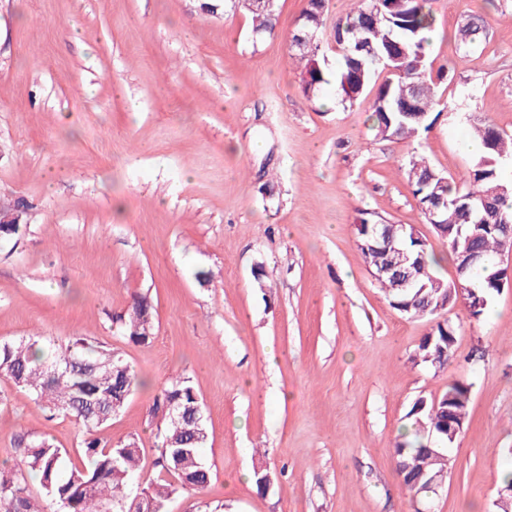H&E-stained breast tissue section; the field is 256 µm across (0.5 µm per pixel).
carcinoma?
Segmentation results:
<instances>
[{
    "label": "carcinoma",
    "instance_id": "obj_1",
    "mask_svg": "<svg viewBox=\"0 0 512 512\" xmlns=\"http://www.w3.org/2000/svg\"><path fill=\"white\" fill-rule=\"evenodd\" d=\"M252 21V36L260 40L275 30L276 13L241 6ZM435 28L430 0H354L343 18L329 22L328 0H307L289 36V49L300 70L303 95L314 100L332 86L344 106H354L368 86L375 88L368 120L383 139L416 138L429 131L435 114L436 81L428 66L430 40L425 33ZM488 37V24L480 16L460 24L455 32L459 49L467 52ZM339 55L336 69L328 63L326 48ZM402 52L399 61L385 68L388 56ZM472 131L484 153L458 180L436 171L420 155L407 163V177L424 220H429L433 199L448 200V223L434 225L448 245L455 266L471 251L482 254L483 263L469 269L459 282L442 279L440 260L413 225L396 234L394 245L374 239L373 229L383 218L363 213L357 227L358 242L373 271L391 266L397 251H404L416 264L414 287L402 291L384 276L377 283L391 306L416 318H436L453 306L457 288H471L481 301H473L469 317L479 320L489 302L508 283L501 258L512 253V183L504 175V162L512 158V137L492 124L476 120ZM500 188L493 210L486 212L482 198ZM155 330L154 309L145 296L135 299L123 324L125 337L138 344L151 341ZM30 336L0 342V381L29 392L50 415L63 414L85 431L80 453L85 463H72L70 452L44 436L19 432L14 436L15 458L0 463V512H129L135 500L146 501L154 512H163L165 502L181 491H200L211 481V467L203 458L207 435L191 440L193 429L186 418L170 414L169 406L184 410L201 405L192 380L178 374L155 396L151 409L156 419L159 456L155 465L168 478L141 477L138 441L131 438L112 444L94 435L122 410L139 385L133 367L117 352L75 336L64 345H40ZM455 328L436 322L424 336L412 361L443 368L453 356ZM470 400V384L456 381L436 400L417 399L406 414L408 423L393 448L400 463L402 485L410 497L435 490L452 466L451 445L460 435L454 425H463ZM39 477L43 497L31 496L25 474ZM504 499L499 512H512V471L499 475Z\"/></svg>",
    "mask_w": 512,
    "mask_h": 512
}]
</instances>
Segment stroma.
Instances as JSON below:
<instances>
[{"label":"stroma","instance_id":"1","mask_svg":"<svg viewBox=\"0 0 512 512\" xmlns=\"http://www.w3.org/2000/svg\"><path fill=\"white\" fill-rule=\"evenodd\" d=\"M307 0H278L273 35L253 41L224 0H0V208L26 233L0 244V340L87 336L144 380L99 437L137 438L159 479L155 396L186 374L207 414L213 478L178 493L224 512H497L512 467V288L456 326L446 369L411 357L432 320L393 309L367 268L357 224L369 210L411 224L436 254L405 175L412 153L447 177L475 161L470 115L512 134V0H432L429 55L441 115L421 139L377 137L368 102L308 101L288 36ZM485 15L469 52L458 22ZM122 211H115V203ZM209 271V282L194 273ZM155 337L122 324L136 296ZM471 386L448 478L413 502L393 446L420 398ZM0 460L17 432L78 446L81 427L0 386ZM272 476L258 492L255 468ZM155 330L154 309L146 296H138L123 324L125 337L138 344L151 341Z\"/></svg>","mask_w":512,"mask_h":512}]
</instances>
